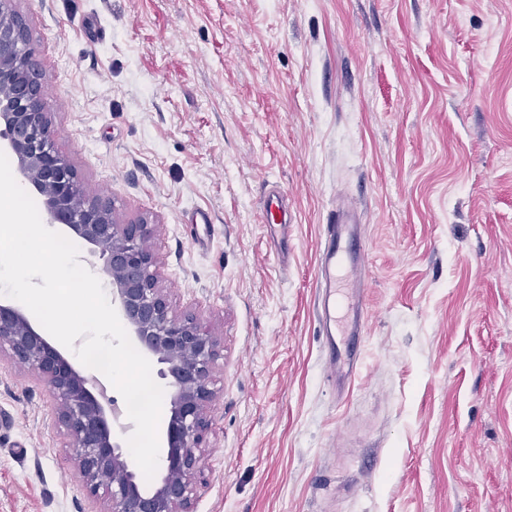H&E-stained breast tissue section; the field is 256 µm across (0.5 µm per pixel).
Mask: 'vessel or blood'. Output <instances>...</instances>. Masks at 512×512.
Masks as SVG:
<instances>
[{"label":"vessel or blood","instance_id":"obj_1","mask_svg":"<svg viewBox=\"0 0 512 512\" xmlns=\"http://www.w3.org/2000/svg\"><path fill=\"white\" fill-rule=\"evenodd\" d=\"M269 224L287 229L290 219L283 198L268 195ZM365 236L353 205L329 211L321 228L317 267L319 320L327 344V371L336 386H343L359 365L356 338L368 317L363 279Z\"/></svg>","mask_w":512,"mask_h":512}]
</instances>
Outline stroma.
I'll use <instances>...</instances> for the list:
<instances>
[{
    "mask_svg": "<svg viewBox=\"0 0 512 512\" xmlns=\"http://www.w3.org/2000/svg\"><path fill=\"white\" fill-rule=\"evenodd\" d=\"M16 7L56 149L154 220L161 288L218 340L193 512H512V0ZM344 199L370 320L342 392L314 303ZM103 508L45 384L0 360V512ZM265 211L269 225H277L282 233H288V224L291 223V219L288 217V209L283 203L282 196L269 194L265 202Z\"/></svg>",
    "mask_w": 512,
    "mask_h": 512,
    "instance_id": "1",
    "label": "stroma"
}]
</instances>
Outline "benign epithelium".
Segmentation results:
<instances>
[{
  "label": "benign epithelium",
  "mask_w": 512,
  "mask_h": 512,
  "mask_svg": "<svg viewBox=\"0 0 512 512\" xmlns=\"http://www.w3.org/2000/svg\"><path fill=\"white\" fill-rule=\"evenodd\" d=\"M14 2L0 0V138L14 154L23 183L43 196L47 223L66 225L99 251L126 327L145 353L166 365L160 376L170 390V416L159 483L142 490L114 438L109 409L80 369L23 310L2 303L0 356L46 382L75 467L87 493L103 497L102 512H192L198 454L215 397L217 338L196 316L173 314L152 247L157 224L147 218L121 223L113 208L86 194L75 169L55 149L35 48Z\"/></svg>",
  "instance_id": "1"
}]
</instances>
